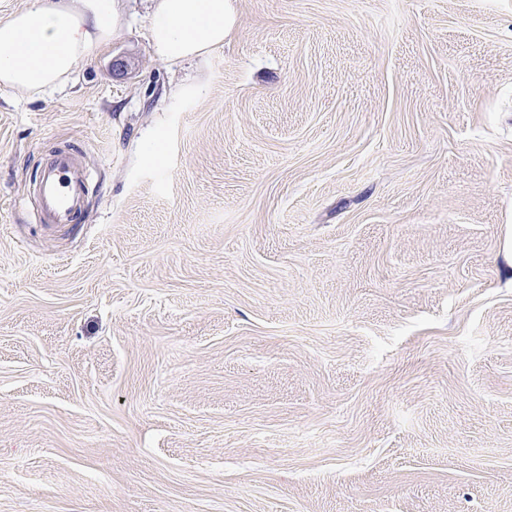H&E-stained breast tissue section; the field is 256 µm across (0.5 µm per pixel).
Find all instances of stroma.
I'll return each instance as SVG.
<instances>
[{
  "mask_svg": "<svg viewBox=\"0 0 512 512\" xmlns=\"http://www.w3.org/2000/svg\"><path fill=\"white\" fill-rule=\"evenodd\" d=\"M234 5L0 88V512H512V0ZM148 38L171 62L193 59L224 45L233 31V0H150ZM94 180L79 150L64 146L46 156L33 183L38 223L78 224Z\"/></svg>",
  "mask_w": 512,
  "mask_h": 512,
  "instance_id": "1",
  "label": "stroma"
}]
</instances>
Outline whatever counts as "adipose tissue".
I'll return each mask as SVG.
<instances>
[{
  "label": "adipose tissue",
  "mask_w": 512,
  "mask_h": 512,
  "mask_svg": "<svg viewBox=\"0 0 512 512\" xmlns=\"http://www.w3.org/2000/svg\"><path fill=\"white\" fill-rule=\"evenodd\" d=\"M124 11V0H31L0 19V84L57 87L122 26ZM234 25L232 0H151L148 38L158 56L178 62L223 46Z\"/></svg>",
  "instance_id": "ef3b65f1"
}]
</instances>
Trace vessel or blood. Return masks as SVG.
I'll return each instance as SVG.
<instances>
[{
	"mask_svg": "<svg viewBox=\"0 0 512 512\" xmlns=\"http://www.w3.org/2000/svg\"><path fill=\"white\" fill-rule=\"evenodd\" d=\"M94 180L83 165L79 150L64 146L46 156L33 183L38 223H78Z\"/></svg>",
	"mask_w": 512,
	"mask_h": 512,
	"instance_id": "1",
	"label": "vessel or blood"
}]
</instances>
